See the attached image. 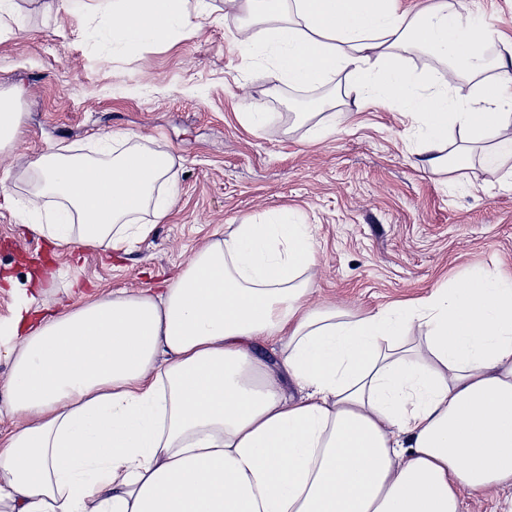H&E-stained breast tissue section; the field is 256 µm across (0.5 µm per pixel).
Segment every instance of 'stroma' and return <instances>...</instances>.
I'll list each match as a JSON object with an SVG mask.
<instances>
[{
    "instance_id": "stroma-1",
    "label": "stroma",
    "mask_w": 512,
    "mask_h": 512,
    "mask_svg": "<svg viewBox=\"0 0 512 512\" xmlns=\"http://www.w3.org/2000/svg\"><path fill=\"white\" fill-rule=\"evenodd\" d=\"M21 31L0 33V92L15 95L21 130L10 152L28 161L70 147L90 155L101 135L138 134L169 153L177 195L166 223L129 253L60 249L29 229L31 190L23 168L0 195V322L11 319L28 276L42 279L39 304L61 311L111 292L159 293L214 232L282 207L310 225L319 258L314 301L355 316L415 303L441 284H460L482 266L512 275V181L473 163L458 172L420 164L419 131L396 105H367L342 130L314 137L343 110L345 85L296 88L272 79L261 56L233 44L239 21L224 0H194V34L125 48L98 45L88 32L107 14H47L40 0H15ZM274 114L245 124L243 91ZM330 99L319 114L300 100Z\"/></svg>"
}]
</instances>
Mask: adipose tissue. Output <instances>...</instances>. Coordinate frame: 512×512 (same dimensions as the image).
I'll return each instance as SVG.
<instances>
[{
  "label": "adipose tissue",
  "mask_w": 512,
  "mask_h": 512,
  "mask_svg": "<svg viewBox=\"0 0 512 512\" xmlns=\"http://www.w3.org/2000/svg\"><path fill=\"white\" fill-rule=\"evenodd\" d=\"M185 2L42 6L104 12L106 38L132 48L191 32ZM224 13L275 80L340 76L356 102L400 108L422 128L424 165L469 166L474 145L488 173L512 158V54L488 58L498 35L482 14L451 0H224ZM415 51L443 66L424 94L405 65ZM462 78L465 100L449 94ZM453 130L469 145L449 156ZM99 152L61 147L31 168L25 207L56 198L35 230L57 247L128 251L172 212L158 191L168 154L123 131ZM317 266L308 225L283 208L206 243L162 293H112L31 327L38 299L20 300L0 345L23 418L0 436V512H462L464 495L512 486V276L477 268L354 316L311 301Z\"/></svg>",
  "instance_id": "1"
}]
</instances>
